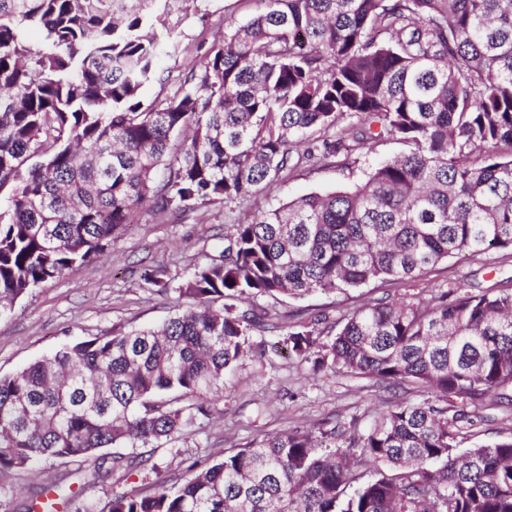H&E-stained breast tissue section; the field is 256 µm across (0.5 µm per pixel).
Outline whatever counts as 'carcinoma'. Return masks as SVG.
<instances>
[{
	"label": "carcinoma",
	"mask_w": 512,
	"mask_h": 512,
	"mask_svg": "<svg viewBox=\"0 0 512 512\" xmlns=\"http://www.w3.org/2000/svg\"><path fill=\"white\" fill-rule=\"evenodd\" d=\"M199 63L160 20L172 0H0V317L102 252L144 205L241 203L389 138L407 151L354 187L232 225L159 329L112 331L0 376V468L169 440L246 355L248 298H302L512 253V0H261ZM43 30L30 45L27 27ZM159 91L149 102L140 89ZM282 342L315 371L427 397L345 434L266 435L109 512H512V436L459 453L470 409L512 391V291L390 296Z\"/></svg>",
	"instance_id": "1"
}]
</instances>
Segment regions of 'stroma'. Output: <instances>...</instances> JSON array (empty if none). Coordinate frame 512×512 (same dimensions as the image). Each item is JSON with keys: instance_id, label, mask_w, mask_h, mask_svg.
Returning a JSON list of instances; mask_svg holds the SVG:
<instances>
[{"instance_id": "obj_1", "label": "stroma", "mask_w": 512, "mask_h": 512, "mask_svg": "<svg viewBox=\"0 0 512 512\" xmlns=\"http://www.w3.org/2000/svg\"><path fill=\"white\" fill-rule=\"evenodd\" d=\"M259 0H177L166 26L180 45L176 55L162 58L160 68L182 69L200 60V43H212L228 22H243L259 11ZM405 150L388 139L289 174L270 191L242 204L206 214L160 217L142 210L135 224L114 238L106 251L76 272L44 282L15 301L0 317V375L15 373L62 345L96 334L134 327L160 326L172 313L174 294L144 287L140 275L154 266L167 267L182 279L194 264L208 260L234 221L308 193H328L361 181L373 163ZM456 285L477 293L512 289V254L461 255L438 263L422 276L373 282L345 293L316 291L301 299L262 297L270 328L249 336L251 350L233 374L212 416L195 417L182 435L147 445L103 449V456H138L145 464L131 471L94 473L93 462L50 459L33 470L0 469V512H42L41 488L53 485L68 493L57 512H108L120 493L145 491L166 479L191 477L196 463L212 464L225 454L266 435L300 426L317 432L358 416L367 424L376 413L401 400L419 401L418 388L389 390L347 373H313L308 364L280 355L272 345L281 337L274 324L324 315L338 321L358 307L384 296L430 301L441 289ZM476 424L464 430V447L512 435V407L488 400L474 412Z\"/></svg>"}]
</instances>
